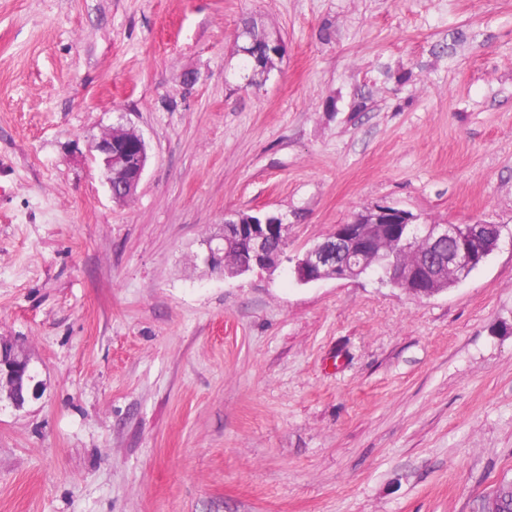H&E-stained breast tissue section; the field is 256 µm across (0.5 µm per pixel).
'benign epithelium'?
I'll return each mask as SVG.
<instances>
[{
	"mask_svg": "<svg viewBox=\"0 0 512 512\" xmlns=\"http://www.w3.org/2000/svg\"><path fill=\"white\" fill-rule=\"evenodd\" d=\"M89 152L100 160L105 183L115 200L131 196L138 187L147 163L146 144L133 128L114 126L90 143ZM413 229L429 243L426 257L416 264H404L395 254L385 252L382 242L393 238L409 245L401 230ZM285 224L278 216L266 214L247 220L235 212L225 215L223 232L206 243L204 260L218 266L228 278L255 268L278 266L283 252L272 246L277 240L286 244ZM246 245L241 260H227V238ZM455 239L453 251L443 244ZM501 229L496 224H417L409 212L387 204H377L359 211L347 224H338L321 242L296 260L293 272L300 283L325 279H358L373 269L382 271L383 284L396 285L420 297H432L447 290V282L460 283L472 270L483 264L498 248ZM43 382L33 373L30 359L9 340L0 338V404L16 410L40 397Z\"/></svg>",
	"mask_w": 512,
	"mask_h": 512,
	"instance_id": "obj_1",
	"label": "benign epithelium"
}]
</instances>
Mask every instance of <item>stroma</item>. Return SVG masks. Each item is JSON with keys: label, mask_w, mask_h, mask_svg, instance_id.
Returning a JSON list of instances; mask_svg holds the SVG:
<instances>
[{"label": "stroma", "mask_w": 512, "mask_h": 512, "mask_svg": "<svg viewBox=\"0 0 512 512\" xmlns=\"http://www.w3.org/2000/svg\"><path fill=\"white\" fill-rule=\"evenodd\" d=\"M247 20L284 46L253 84ZM377 203L504 237L428 299L291 277ZM258 211L280 266L212 270ZM0 337L45 384L0 407V512H478L512 482V0H0ZM89 152L100 160L105 183L115 200L131 196L138 187L147 163L146 144L131 127L113 126L90 143ZM285 225L280 217L271 214H264L263 218L252 215V218L245 221L235 212L227 213L223 232L205 243L204 260L210 267L219 266L224 271V277L228 278L237 277L255 268H275L280 263L283 252L274 248L272 241L277 240L283 246L286 245ZM227 237L235 238L246 245L240 261L227 260ZM215 240H220V243H214Z\"/></svg>", "instance_id": "stroma-1"}]
</instances>
